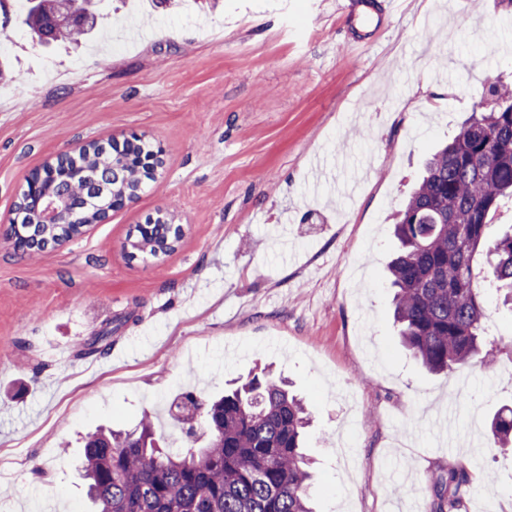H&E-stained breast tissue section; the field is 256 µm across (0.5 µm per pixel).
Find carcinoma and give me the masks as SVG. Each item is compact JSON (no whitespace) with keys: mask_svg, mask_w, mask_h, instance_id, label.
<instances>
[{"mask_svg":"<svg viewBox=\"0 0 512 512\" xmlns=\"http://www.w3.org/2000/svg\"><path fill=\"white\" fill-rule=\"evenodd\" d=\"M106 0H23L22 24L38 43L94 36ZM490 87L495 104L474 112L427 162L398 210L400 253L388 266L394 321L403 344L431 371L466 367L479 349L485 315L473 262L490 257L489 285L512 305V227L492 237L489 216L512 200V93ZM112 171V154L83 157ZM174 407L200 418L203 449L159 446L151 415L131 433L103 429L84 443V477L96 512H313L309 419L286 381L263 373L219 397L189 391ZM493 445L512 443V408L492 419ZM463 471L433 479V512H459Z\"/></svg>","mask_w":512,"mask_h":512,"instance_id":"obj_1","label":"carcinoma"}]
</instances>
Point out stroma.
Segmentation results:
<instances>
[{
	"mask_svg": "<svg viewBox=\"0 0 512 512\" xmlns=\"http://www.w3.org/2000/svg\"><path fill=\"white\" fill-rule=\"evenodd\" d=\"M102 51L33 42L11 11L0 52V223L56 154L136 133L164 166L139 199L37 255L0 243V508L89 512L87 434L143 413L196 442L170 404L256 366L290 380L311 420L315 512H431L428 486L465 471L463 512H512V309L484 289L485 351L431 373L399 342L386 266L392 218L424 161L512 83V0H402L398 17L336 0H201L136 17ZM184 230L159 260L128 232L158 213ZM108 333L111 348L85 355ZM495 471V482L483 475ZM490 431L495 447L506 449L512 443V408H504L493 417Z\"/></svg>",
	"mask_w": 512,
	"mask_h": 512,
	"instance_id": "1",
	"label": "stroma"
}]
</instances>
